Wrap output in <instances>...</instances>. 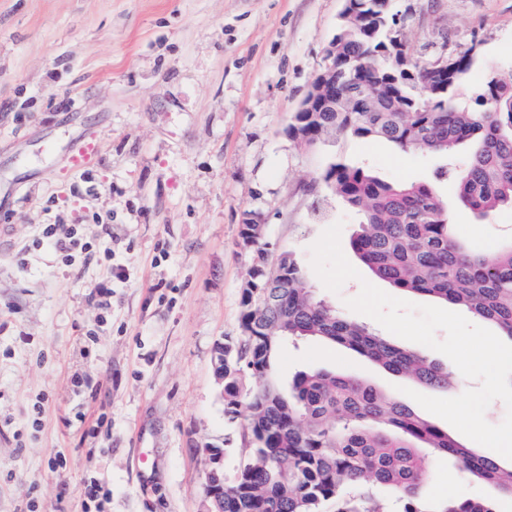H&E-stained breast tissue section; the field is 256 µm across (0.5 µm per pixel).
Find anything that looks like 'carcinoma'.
<instances>
[{"label":"carcinoma","mask_w":512,"mask_h":512,"mask_svg":"<svg viewBox=\"0 0 512 512\" xmlns=\"http://www.w3.org/2000/svg\"><path fill=\"white\" fill-rule=\"evenodd\" d=\"M361 25L336 33V68L342 81L367 90L370 112L344 101L309 124L322 132L381 139L406 152L448 155L472 150L453 171L459 203L481 217L512 207V93L491 112L459 107L453 91L474 62L468 48L448 54L446 86L430 90L394 78L385 69L356 67L383 48L396 13L377 0H354ZM323 182L363 214L351 237L358 258L379 279L406 294H425L467 307L512 340V242L492 258L459 243L443 200L424 184L389 183L370 169L332 164ZM242 289V325L253 332L224 344V411L245 413L252 448L237 478L224 484V512H497L491 500L429 505L421 488L433 454L457 460L469 476L512 497V467L475 454L400 400L354 376L322 370L298 373L291 388L275 377L282 345L319 339L340 345L387 370L433 390L446 391L448 370L397 345L365 324L351 321L307 287L293 257L288 272ZM255 379L254 388L241 382Z\"/></svg>","instance_id":"carcinoma-1"}]
</instances>
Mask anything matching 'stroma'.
Returning <instances> with one entry per match:
<instances>
[{
	"label": "stroma",
	"instance_id": "35a3bbf8",
	"mask_svg": "<svg viewBox=\"0 0 512 512\" xmlns=\"http://www.w3.org/2000/svg\"><path fill=\"white\" fill-rule=\"evenodd\" d=\"M343 0H0V512H205L208 449L233 481L251 446L228 420L213 373L217 343L241 334L251 260L238 247L246 212L275 252L292 253L317 296L349 319L361 290H327L310 247L342 222V250L362 216L321 181L337 161L393 183H426L457 235L485 256L512 241V209L490 219L461 205L446 156L407 154L344 135L298 147L285 129L325 59ZM407 50L476 46L459 106L512 72V0H393ZM97 136L102 155L62 171L53 153ZM112 226V255L72 271L40 224H73L79 243ZM121 267L125 279L112 278ZM112 285L100 315L95 286ZM354 375L396 394L400 377L340 347L297 340L276 368ZM62 453L67 465L52 468ZM98 485L108 496L84 495ZM426 501L512 499L432 460Z\"/></svg>",
	"mask_w": 512,
	"mask_h": 512
}]
</instances>
